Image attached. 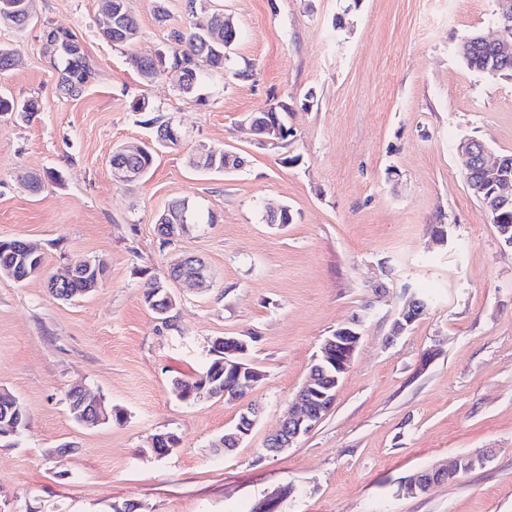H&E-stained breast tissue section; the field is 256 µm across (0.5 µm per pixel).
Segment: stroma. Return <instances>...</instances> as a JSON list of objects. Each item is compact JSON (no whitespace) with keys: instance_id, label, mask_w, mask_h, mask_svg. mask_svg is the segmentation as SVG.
Here are the masks:
<instances>
[{"instance_id":"stroma-1","label":"stroma","mask_w":512,"mask_h":512,"mask_svg":"<svg viewBox=\"0 0 512 512\" xmlns=\"http://www.w3.org/2000/svg\"><path fill=\"white\" fill-rule=\"evenodd\" d=\"M139 39L100 34L97 0H35L24 29L0 27L21 62L0 94L32 100L25 123L0 114V239L44 255L45 273L0 278V390L30 427L0 442V512H512V248L501 243L464 178L456 146L483 141L512 154V80L469 69V33H490L496 0H128ZM224 12L238 32L232 62L180 94L177 74L143 83L131 57L167 49L171 30ZM73 33L90 68L62 94L47 29ZM310 106H303L305 95ZM293 100L287 141L260 145L250 113ZM146 102L138 110L136 102ZM181 130L145 181L113 182L123 143L150 136L156 115ZM207 145L247 160L232 174L195 171ZM42 177L28 191L20 173ZM186 199L198 222L164 241L157 218ZM285 206L293 220L263 223ZM448 227L447 244L434 239ZM200 257L204 287L170 282L171 326L144 304L147 282L174 259ZM100 261L91 294L61 301L47 274ZM428 310L403 334L392 322L411 293ZM362 339L322 422L271 455L275 432L323 339L355 316ZM250 336L262 408L231 454L217 451L241 407L181 400L214 340ZM83 387L120 420L76 423L68 394ZM172 433L178 449L146 452ZM66 443L73 453H60ZM486 464L418 497L404 477L456 454Z\"/></svg>"}]
</instances>
